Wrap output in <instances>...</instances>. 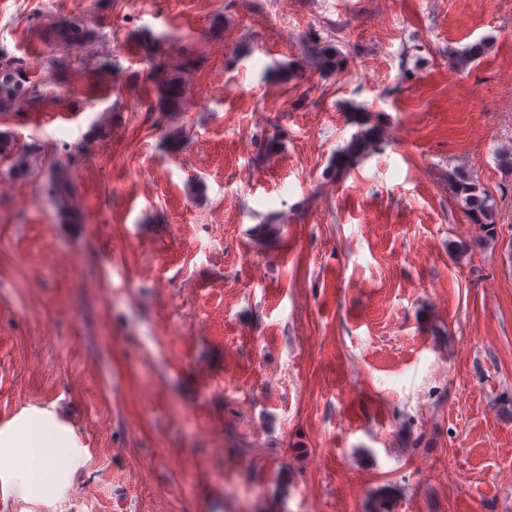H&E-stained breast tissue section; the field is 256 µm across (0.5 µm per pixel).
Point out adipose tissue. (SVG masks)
Returning a JSON list of instances; mask_svg holds the SVG:
<instances>
[{
  "instance_id": "ef3b65f1",
  "label": "adipose tissue",
  "mask_w": 512,
  "mask_h": 512,
  "mask_svg": "<svg viewBox=\"0 0 512 512\" xmlns=\"http://www.w3.org/2000/svg\"><path fill=\"white\" fill-rule=\"evenodd\" d=\"M76 438L54 412L27 410L0 428V463L22 475L27 495L50 499L77 465Z\"/></svg>"
}]
</instances>
